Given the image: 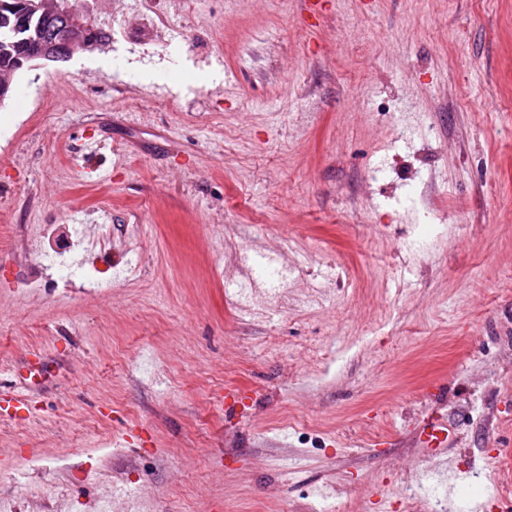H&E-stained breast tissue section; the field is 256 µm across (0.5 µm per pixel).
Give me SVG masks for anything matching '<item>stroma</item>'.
<instances>
[{
	"label": "stroma",
	"mask_w": 512,
	"mask_h": 512,
	"mask_svg": "<svg viewBox=\"0 0 512 512\" xmlns=\"http://www.w3.org/2000/svg\"><path fill=\"white\" fill-rule=\"evenodd\" d=\"M139 2L0 101V512H512V0ZM58 252L53 250H47L46 252L40 253V260L43 267L49 265H57L58 269V280L64 284V286L70 285L74 278L78 276L85 277L81 271L73 269L71 266L66 265L62 261H58ZM448 422L442 417H428L420 429L421 451L429 456H437L448 444Z\"/></svg>",
	"instance_id": "35a3bbf8"
}]
</instances>
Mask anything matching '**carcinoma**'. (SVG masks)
Segmentation results:
<instances>
[{"label": "carcinoma", "instance_id": "cac0c4a2", "mask_svg": "<svg viewBox=\"0 0 512 512\" xmlns=\"http://www.w3.org/2000/svg\"><path fill=\"white\" fill-rule=\"evenodd\" d=\"M2 2L12 8H0V70L17 66L23 56L39 53L47 43L54 46L56 60L65 61V45L75 34L87 41L109 38L94 23H87L75 32L63 17L31 14L25 7L26 0H0Z\"/></svg>", "mask_w": 512, "mask_h": 512}]
</instances>
